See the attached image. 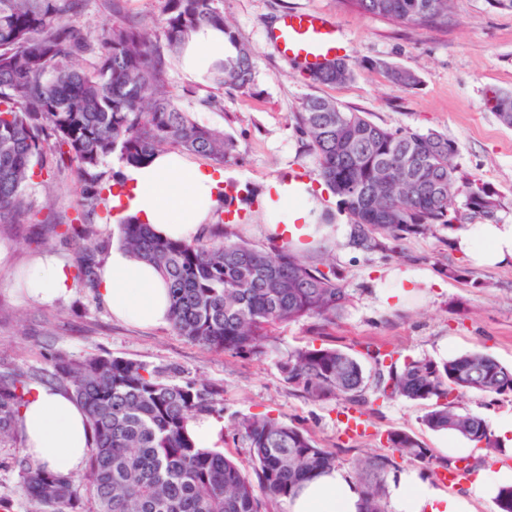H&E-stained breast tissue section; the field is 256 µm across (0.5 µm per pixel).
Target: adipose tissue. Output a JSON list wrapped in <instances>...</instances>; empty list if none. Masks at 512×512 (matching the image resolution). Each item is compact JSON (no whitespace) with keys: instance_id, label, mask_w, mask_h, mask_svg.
I'll list each match as a JSON object with an SVG mask.
<instances>
[{"instance_id":"1","label":"adipose tissue","mask_w":512,"mask_h":512,"mask_svg":"<svg viewBox=\"0 0 512 512\" xmlns=\"http://www.w3.org/2000/svg\"><path fill=\"white\" fill-rule=\"evenodd\" d=\"M230 50L223 32L205 28L187 43L181 67L196 78ZM123 194L113 195L115 219L138 218L163 236L193 241L218 205L217 189L224 180L220 168L189 163L175 153L153 157L142 165H124L118 175ZM264 201L277 214L273 231L304 248L322 217L311 183L271 181ZM454 249L467 255L476 268H495L512 263V224L487 220L470 225L451 239ZM72 270L55 256L44 255L30 262L23 287L32 300L51 303L66 295ZM97 293L113 317L139 327L169 322V298L159 271L135 259L124 248L112 246L98 270ZM23 452L47 469L73 474L84 465L91 445L82 409L62 389L34 388L21 410ZM399 512H474L462 497L422 486L411 488L401 480L395 490ZM360 492L345 470L316 474L305 481L289 500V512H358Z\"/></svg>"}]
</instances>
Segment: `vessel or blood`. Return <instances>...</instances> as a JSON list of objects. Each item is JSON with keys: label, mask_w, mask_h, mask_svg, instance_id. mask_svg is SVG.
I'll return each mask as SVG.
<instances>
[{"label": "vessel or blood", "mask_w": 512, "mask_h": 512, "mask_svg": "<svg viewBox=\"0 0 512 512\" xmlns=\"http://www.w3.org/2000/svg\"><path fill=\"white\" fill-rule=\"evenodd\" d=\"M277 53L307 69L343 58L347 47L335 25L314 11L283 13L268 33Z\"/></svg>", "instance_id": "1"}]
</instances>
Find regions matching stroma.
Instances as JSON below:
<instances>
[{"mask_svg": "<svg viewBox=\"0 0 512 512\" xmlns=\"http://www.w3.org/2000/svg\"><path fill=\"white\" fill-rule=\"evenodd\" d=\"M291 10H314L337 24L353 70L349 81L314 82L307 69L278 55L267 31ZM224 15L255 51L251 89L212 93L186 79L177 66L169 72V86L183 108L236 143L223 165L224 181L249 197L223 202L221 209L224 223L244 240L264 250L277 242L261 206L268 182L296 171L316 173V158L295 121L302 101L311 96L366 113L391 130L447 134L459 145L455 163L461 174L493 189L495 219L512 223V127L499 122L490 103L494 94L512 92V8L498 0H451L447 25L429 28L362 14L339 0H224ZM385 64L415 73L418 84L395 86L381 71ZM78 191L67 171L35 177L29 199L38 210L45 195H53L52 223L0 229V371L44 367L57 353L123 357L159 368L174 382L196 380L222 390L224 423L267 414L304 428L320 446L337 451L345 470H353L366 454L391 457L390 484L409 475L435 480L432 471L395 456L385 443L391 431L410 433L437 462L449 458L479 470H512V433L502 437L499 450L489 451L431 431L422 423L430 409L426 401L374 400L365 410L367 434L347 437L341 426L345 404L317 402L291 390L277 367L289 350L314 345L358 357L372 346L399 365L422 358L440 362L477 350L512 368V264L474 268L469 279H456L449 277V268L466 266L467 260L450 245L447 227L405 240L399 255L354 248L349 227H342L312 239L304 254L314 263L330 262L341 274L349 293L343 315L323 334L310 319L277 327L266 354L239 357L196 345L167 325L141 329L112 319L98 295L78 285L51 305L24 297L17 276L41 249L74 262L76 247L62 231L76 216ZM403 275L419 279V287L402 298L390 297ZM23 456L18 445L0 444V512H30L15 492Z\"/></svg>", "mask_w": 512, "mask_h": 512, "instance_id": "1", "label": "stroma"}]
</instances>
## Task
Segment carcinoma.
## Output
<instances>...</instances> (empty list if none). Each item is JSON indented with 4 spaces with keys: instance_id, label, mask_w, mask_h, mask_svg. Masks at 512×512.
Returning <instances> with one entry per match:
<instances>
[{
    "instance_id": "cac0c4a2",
    "label": "carcinoma",
    "mask_w": 512,
    "mask_h": 512,
    "mask_svg": "<svg viewBox=\"0 0 512 512\" xmlns=\"http://www.w3.org/2000/svg\"><path fill=\"white\" fill-rule=\"evenodd\" d=\"M364 14L408 27L448 24V0H341ZM86 0H0V226L32 224L26 189L50 164L73 169L81 184L77 216L64 235L74 242V280L97 291L101 251L94 220L110 216L102 196L100 166L113 155L139 164L160 152L201 155L224 164L235 150L224 131L198 122L168 90V72L199 28L224 31L232 53L203 76L217 89L248 91L255 54L224 17V0H163L160 17L130 24L121 0H109L112 19L96 34L74 24ZM395 85L419 83L411 71L385 65ZM321 84L349 80L353 71L334 60L312 71ZM499 120L512 127V94L493 96ZM316 156L318 176L352 219L351 244L361 250L402 253V242L434 226L460 221L454 199L465 188L466 207L494 216L495 193L466 180L454 164L458 143L436 131H390L360 112L311 97L296 116ZM112 239L163 275L174 332L206 349L260 356L271 329L302 319L323 330L336 323L349 294L332 266L324 271L291 249L271 254L236 233L208 225L191 243L156 235L129 219ZM373 375L348 352L304 346L279 360L283 382L321 402L352 407L367 393L431 402L422 422L431 431L461 436L476 446L500 442L486 421L458 411L463 392H512V369L481 351L448 360L385 364L366 347ZM48 384L70 393L92 434L86 474L54 473L26 457L19 491L33 512H261V498H291L306 477L337 467L336 450L319 447L307 430L267 415L232 423L246 443L255 478L224 453L201 448L187 424L223 411V395L205 383L181 384L163 372L120 357L57 354L49 371L0 373V443L20 438V410L30 387ZM388 447L424 468L430 449L411 434L391 431ZM391 459L357 461L359 512H386L385 475ZM496 512H512V485L498 488Z\"/></svg>"
}]
</instances>
